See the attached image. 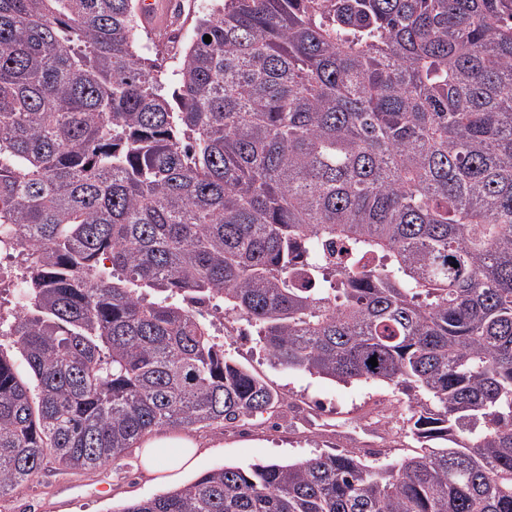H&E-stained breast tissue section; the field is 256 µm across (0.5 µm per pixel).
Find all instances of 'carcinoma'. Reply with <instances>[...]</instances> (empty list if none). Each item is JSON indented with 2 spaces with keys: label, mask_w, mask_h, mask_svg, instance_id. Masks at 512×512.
<instances>
[{
  "label": "carcinoma",
  "mask_w": 512,
  "mask_h": 512,
  "mask_svg": "<svg viewBox=\"0 0 512 512\" xmlns=\"http://www.w3.org/2000/svg\"><path fill=\"white\" fill-rule=\"evenodd\" d=\"M168 14L151 48L136 0H0V235L38 249L0 317V500L279 405L218 300L273 364L408 396L417 452L120 512H512V0H213L169 70Z\"/></svg>",
  "instance_id": "1"
}]
</instances>
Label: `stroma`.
Instances as JSON below:
<instances>
[{
    "instance_id": "35a3bbf8",
    "label": "stroma",
    "mask_w": 512,
    "mask_h": 512,
    "mask_svg": "<svg viewBox=\"0 0 512 512\" xmlns=\"http://www.w3.org/2000/svg\"><path fill=\"white\" fill-rule=\"evenodd\" d=\"M224 352L278 391L283 401L275 412L225 430L189 431V438L199 447L191 473L167 480L146 472L134 457L101 475L85 471L60 475L48 469L13 497L0 501V512H119L128 502L187 485L195 476L215 468L305 460L336 448L378 449V456L372 459L376 465L396 464L408 456V449L402 446L403 435H396V447L387 448L369 427L380 409L394 407L400 414H407L405 394L377 382L343 385L274 365L254 329L246 324L238 335L225 337ZM315 414L359 422L363 428L351 436L316 438L307 429L308 420Z\"/></svg>"
}]
</instances>
